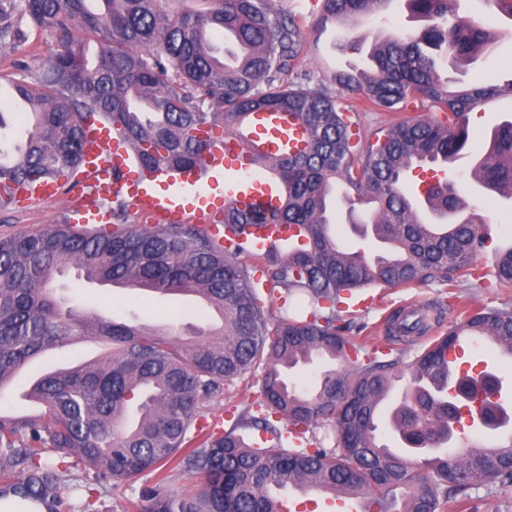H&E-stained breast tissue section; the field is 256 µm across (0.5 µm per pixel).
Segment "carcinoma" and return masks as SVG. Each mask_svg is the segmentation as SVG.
<instances>
[{"instance_id":"carcinoma-1","label":"carcinoma","mask_w":512,"mask_h":512,"mask_svg":"<svg viewBox=\"0 0 512 512\" xmlns=\"http://www.w3.org/2000/svg\"><path fill=\"white\" fill-rule=\"evenodd\" d=\"M168 0H0V43L20 39L26 17L55 37L54 51L31 80L12 83V103L31 111L26 141L0 147V188L43 178L78 184L85 130L98 121L136 149L141 166L201 162L251 111L285 110L306 126V148L273 161L286 188L285 205L269 213L224 205L229 251L197 224H126L127 203L112 199V230L75 232L69 225L0 238V389L37 356L84 338L112 352L73 368L44 373L31 386L37 415L0 414V501L61 512V490L83 463L98 480L130 482L166 462L195 474L194 492L179 495L167 477L145 488L142 512H281L275 486L305 483L358 491L364 512H447L455 495L479 483L512 487V442L445 450L471 402L472 380H455L458 401L448 418V349L458 336L492 334L512 355V306L474 308L406 362L382 360L339 332L344 292L373 286L476 274L485 247L482 221L449 179L426 187L430 210L466 214L443 234L426 230L411 202L406 175L415 167L452 163L470 144L468 114L512 94L502 85H462L443 67L469 65L491 54L499 33L484 18L461 16L450 0H406L423 21L417 33L388 32L370 46L368 72H335L313 80L294 73L307 37L284 0H205L196 13L170 12ZM392 0H321L314 31L347 26ZM240 50L224 63L214 33ZM99 46L88 58L87 44ZM360 92L372 105L395 110L427 100L445 120H398L361 137L354 109L338 106L332 85ZM482 190L512 200V121L495 127L485 155L470 173ZM378 208L355 226L393 244L385 259L336 242L328 197ZM270 224L295 229L284 251L275 246L248 268L235 260ZM68 265L88 282L138 286L160 295L196 293L219 311L223 327L185 340L143 325L82 312L56 295L55 276ZM498 287H512V246L495 252ZM277 297L272 313L262 295ZM427 316L408 322L400 312L390 330L425 331ZM314 357L341 365L323 372L310 393L288 386L282 370ZM263 368L258 410L239 413L222 433L203 431L205 403L224 385ZM408 373L412 392L390 422L406 455L389 450L386 425L372 409L396 375ZM138 400L137 406L131 401ZM331 423L324 438L315 430Z\"/></svg>"}]
</instances>
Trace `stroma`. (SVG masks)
Instances as JSON below:
<instances>
[{"instance_id":"35a3bbf8","label":"stroma","mask_w":512,"mask_h":512,"mask_svg":"<svg viewBox=\"0 0 512 512\" xmlns=\"http://www.w3.org/2000/svg\"><path fill=\"white\" fill-rule=\"evenodd\" d=\"M495 28L505 31L495 51L486 59L477 62L475 70L482 81L495 82L503 74L512 72V22L498 20ZM25 38L19 43L0 47V94L8 95L11 82L30 79L41 66L43 59L54 45L49 32L22 22ZM416 21L406 9L403 0H392L384 14H370L360 18L354 33L360 37L373 38L379 29L406 33L417 30ZM368 67L365 54L342 52L329 46L327 41L306 43L301 67L316 78L327 77L331 72L349 69L350 66ZM337 95L343 106L359 108L357 121L363 135L386 127L399 119H426L435 117L436 112L428 104L412 103L400 112H387L377 108L362 107L359 93L338 89ZM477 157L470 151H463L456 162L446 170L447 177L454 181L467 201L475 205L485 222L487 247L476 262L485 274L493 272L495 249L512 246V202L495 194L482 192L467 182V174ZM72 193L63 191L58 197L25 208H0V237H10L61 224L66 209L70 206ZM67 284L75 304L91 305L102 315L124 320L138 319L139 323L154 328L171 330L175 334L189 332L191 327L201 326V319L192 315L196 304L184 296H160L140 289L102 286L95 282L77 280L74 269H66L60 278ZM359 306L350 307L343 323V334L357 343L378 347L392 353L415 354L426 346L431 338L442 335L449 322L458 319L466 306L497 308L512 304V288H492L466 279H459L457 288H449L441 282H418L395 288L372 287L361 294ZM427 310L432 318L427 333L411 336L402 342L387 330L390 315L398 310ZM101 348L95 344L80 343L63 352H50L36 359L6 388L0 390V413L28 415L37 413V405L29 402L27 390L32 381L44 372L64 364H76L98 356ZM260 372H252L235 379L224 388L220 399L208 402L205 407L207 418H218L223 428H230L237 415L248 405L260 398ZM77 489L62 493L65 508L76 506L84 497L85 487H96L105 494V502L112 512H142L144 503L140 491L153 484L155 473H146L130 484L118 486L98 483L95 471L89 466L79 465L74 472Z\"/></svg>"}]
</instances>
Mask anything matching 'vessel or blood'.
<instances>
[{
	"instance_id": "vessel-or-blood-1",
	"label": "vessel or blood",
	"mask_w": 512,
	"mask_h": 512,
	"mask_svg": "<svg viewBox=\"0 0 512 512\" xmlns=\"http://www.w3.org/2000/svg\"><path fill=\"white\" fill-rule=\"evenodd\" d=\"M108 136L99 124L86 130L82 177L91 191L66 213V223L75 230L108 225L110 217L102 208L103 201L125 195L158 223L187 224L194 220L208 225L213 236H220L221 229L213 222L218 200L245 212L282 207L284 186L278 172L256 171L255 163L264 156L297 152L307 139L295 116L255 111L246 115L232 139L210 143L201 164L167 166L149 173L121 144H108ZM219 178L224 181V196L220 199L211 191ZM57 191L58 184L51 179L11 184L0 190V201L30 204L52 199ZM293 234L288 226H269L254 248L264 251L273 244L287 246Z\"/></svg>"
}]
</instances>
